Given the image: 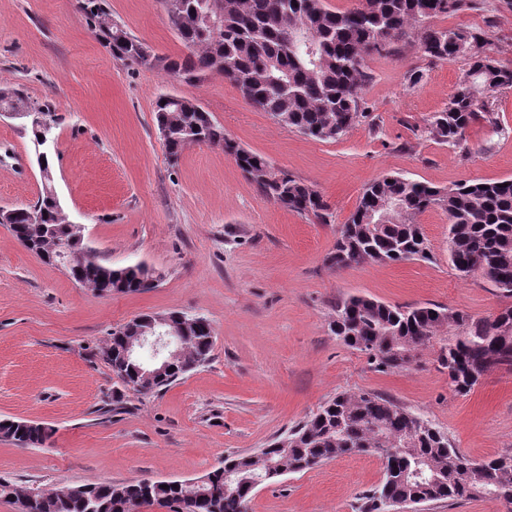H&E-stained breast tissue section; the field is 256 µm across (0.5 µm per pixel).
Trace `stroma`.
<instances>
[{
  "label": "stroma",
  "mask_w": 512,
  "mask_h": 512,
  "mask_svg": "<svg viewBox=\"0 0 512 512\" xmlns=\"http://www.w3.org/2000/svg\"><path fill=\"white\" fill-rule=\"evenodd\" d=\"M492 12L437 19L484 32L512 68V0ZM114 21L155 54L185 49L162 0H106ZM363 98L370 121L318 141L275 124L223 77L187 85L120 60L86 23L80 0H0V89L49 105L61 118L50 158L69 221L115 267L145 263L154 288L100 295L40 261L0 226V418L52 426L41 448L0 439V479L50 489L103 481L188 480L251 453L341 391H371L430 420L468 459L512 451V374L484 376L467 395L448 388L436 358L448 331L402 371L381 373L330 331L337 300L363 295L400 306L435 304L476 317L512 307L480 274L459 276L448 260V217L415 218L433 261L325 263L336 228L367 184L400 173L441 189L512 178V89L493 122L473 123L461 145L420 137L444 109L466 65L432 64L413 38L367 59ZM422 72L410 85V71ZM198 100L244 148L319 191L330 224L265 198L222 149L189 147L170 165L154 119L158 96ZM41 175L30 136L0 121V208L35 203ZM207 317V364L157 394L133 393L103 357L112 330L144 313ZM383 463L352 453L254 492L249 512H356Z\"/></svg>",
  "instance_id": "35a3bbf8"
}]
</instances>
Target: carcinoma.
I'll use <instances>...</instances> for the list:
<instances>
[{"label": "carcinoma", "instance_id": "carcinoma-1", "mask_svg": "<svg viewBox=\"0 0 512 512\" xmlns=\"http://www.w3.org/2000/svg\"><path fill=\"white\" fill-rule=\"evenodd\" d=\"M171 2L168 20L187 54L160 56L112 21L104 0H81L90 25L122 60L158 68L181 83L194 85L220 75L242 97L278 124L317 140H336L369 118L363 90L370 80L365 60L380 53L377 43L395 44L416 33L418 52L431 62L458 59L457 41L478 45L465 58L467 69L446 108L434 114L425 133L439 143L459 145L474 122H493L497 93L512 88V69L490 54L483 34L463 27H436L430 21L481 8L482 0H358L344 11H331L324 0H163ZM13 109L34 107L16 90H0V104ZM156 126L167 129L164 142L171 165L195 141L220 146L259 190L280 206L332 223L323 196L286 170L230 141L224 126L195 99L160 96L154 106ZM388 198L402 209L381 228L374 214ZM438 207L448 216V255L461 274L480 273L501 294L512 297V179L460 184L440 190L399 174L384 175L364 190L347 222L337 231L334 250L326 257L333 269L366 262L389 264L433 261L414 217ZM33 208L32 224L15 212L4 223L18 241L42 262L61 242L82 253L71 278L98 293H135L154 287L143 263L112 267L67 221L52 185L43 188ZM165 316L185 326L186 354L169 370L143 381L135 365L122 357L128 340ZM453 334L441 345L437 362L448 372L456 393L471 392L486 374H512V308L494 319H476L440 306L403 307L350 295L336 301L331 332L365 354L379 372L410 366L409 358L428 347L437 333ZM214 347L211 322L180 312L143 314L112 331L103 352L124 387L141 382L140 395L156 394L206 364ZM18 418L0 419V438L21 447H39L53 435L50 427ZM356 448L377 455L384 477L360 497L358 512H388L395 501L410 504L455 501L492 495L512 504V451L476 463L453 446L448 436L394 401L375 393L341 392L285 435L254 453L230 454L204 475L199 486L183 482L137 481L67 484L24 494L0 481V499L22 512H139L157 506L166 512H244L250 494L241 483H253L281 467L290 473L310 470ZM168 488H162V485Z\"/></svg>", "mask_w": 512, "mask_h": 512}]
</instances>
